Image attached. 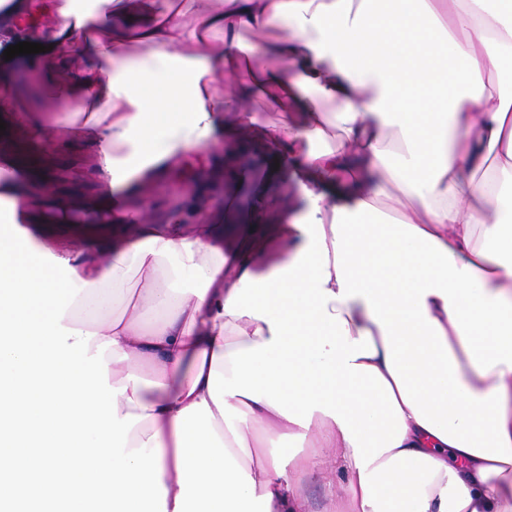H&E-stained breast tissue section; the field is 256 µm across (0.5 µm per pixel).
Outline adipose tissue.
Returning <instances> with one entry per match:
<instances>
[{"mask_svg": "<svg viewBox=\"0 0 512 512\" xmlns=\"http://www.w3.org/2000/svg\"><path fill=\"white\" fill-rule=\"evenodd\" d=\"M23 41L52 51L0 57L11 129L143 188L220 132L226 182L256 143L305 208L116 221L74 255L0 233V505L310 512L290 476L329 450L336 512H512V93L485 84L512 0H15L0 44Z\"/></svg>", "mask_w": 512, "mask_h": 512, "instance_id": "obj_1", "label": "adipose tissue"}]
</instances>
